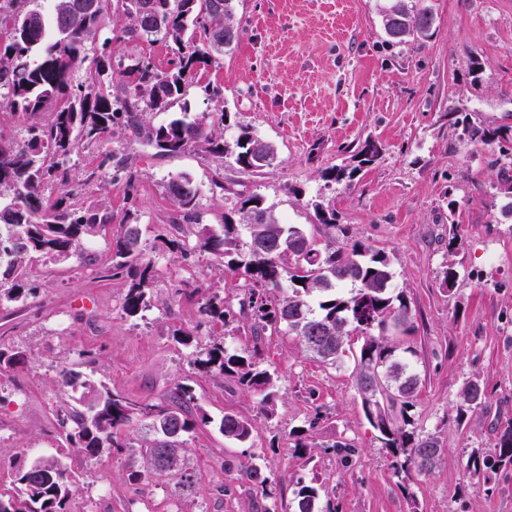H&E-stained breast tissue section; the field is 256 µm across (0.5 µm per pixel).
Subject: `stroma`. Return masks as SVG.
Segmentation results:
<instances>
[{
    "mask_svg": "<svg viewBox=\"0 0 512 512\" xmlns=\"http://www.w3.org/2000/svg\"><path fill=\"white\" fill-rule=\"evenodd\" d=\"M387 0H238L235 21L244 33L235 47L205 67L171 112L194 118L223 106L220 131L233 144L247 126L277 150L276 167L258 173L229 160L188 150L163 155L147 143L107 137L105 147L79 146L71 156L73 185L82 202L103 199L112 223L90 249L34 270L36 293L23 304L0 306V346L26 351L27 363L0 375V491L11 489L13 457L54 452L62 438L54 418L69 390L62 366L85 362L92 378L145 403L165 400L174 384L193 386L210 422L187 434L196 484L183 495L175 481L130 482L126 449L94 461L70 455L77 489L65 512H295L293 492L320 487L319 512H512V469L475 486L468 468L473 449L490 450L512 422V218L488 150L458 144L444 114L456 107L495 127L512 124V0H425L433 35L395 44L386 35ZM116 13L103 17L90 52L110 42L116 59L147 57L162 71L176 54L164 43L119 39ZM218 89L212 100L208 88ZM378 141L381 157L352 186H325L324 169L341 164L344 148ZM127 157L134 188L104 165L106 150ZM223 174L224 197L210 193ZM190 176L200 191L204 223L220 228L238 194H257L284 223L312 227L311 199H330L341 223L365 243L394 256L393 286L411 302L416 330L401 342L417 354L422 385L416 423L438 437L443 452L430 472L403 482L365 419L347 367L316 362L298 337L265 332L253 337L240 315L248 296L239 276L212 255L169 250L165 236L179 217L164 185ZM133 218L142 257L154 266L151 303L126 316V282L107 278L112 241ZM460 246L448 248L449 233ZM459 277L442 284L447 266ZM215 294L235 310L223 325L200 311ZM193 332L203 344L234 350L258 345L277 380L273 416L234 378L201 374L191 348L172 332ZM479 378L483 406L456 420L464 383ZM250 418L247 443L224 440V414ZM303 430L307 445L293 446ZM354 446L352 455L335 443ZM261 466L268 481L240 475Z\"/></svg>",
    "mask_w": 512,
    "mask_h": 512,
    "instance_id": "stroma-1",
    "label": "stroma"
}]
</instances>
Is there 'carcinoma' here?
<instances>
[{"mask_svg": "<svg viewBox=\"0 0 512 512\" xmlns=\"http://www.w3.org/2000/svg\"><path fill=\"white\" fill-rule=\"evenodd\" d=\"M50 13L41 0H0V111L26 121L23 143L0 132V305L22 303L35 291L31 285L36 262L60 261L64 254L84 256L86 242L112 223V208L104 201L87 205L71 201L66 161L81 143L93 144L103 135L122 130L142 139L163 154L199 149L218 157L231 156L244 171L259 172L277 164L273 146L244 129L229 148L215 125L224 124V109L194 119L173 118L155 125L150 115L166 112L216 55L237 44L242 31L234 20V0H156L152 15L141 11L142 0H121L122 38L161 41L177 53L176 66L164 72L143 57L114 63L108 43L89 57L110 0H98L91 15L83 14L88 0H51ZM385 32L396 43L425 38L432 15L421 0H391L382 8ZM89 64L84 81L74 75ZM122 80L113 83V75ZM448 125L463 146L498 147L493 164L512 168V125L490 127L455 107L446 112ZM382 154L379 142L367 139L345 165L324 170L328 183L352 182L363 168ZM60 196L52 198L51 189ZM165 192L183 213L186 225H174L178 237L170 249L185 256L188 238L195 247L213 254L232 271H241L239 287L249 293L251 333L266 330L300 337L313 358L340 367L346 354L353 359L352 375L364 415L377 439L392 457L395 472L423 473L441 454L437 438L415 426V407L421 379L413 356L396 336L415 329L407 297L392 288V254L362 240L347 224L338 223L336 210L322 200L311 203L315 224L325 238L321 244L297 224H283L264 199L240 195L239 220L224 215L221 231L202 223L199 191L192 179L168 180ZM140 232L126 219L122 236L112 248L109 277H128L123 311L134 317L149 306L152 267L140 262ZM201 312L209 318L234 317L224 300L213 295ZM378 334H373V331ZM363 343L350 348L349 337ZM26 354L0 348V371L25 363ZM193 365L205 375L229 376L259 397L265 415L274 413L276 381L260 364L258 346L229 351L221 343L193 351ZM62 384L80 396L55 409L63 430L62 447L87 458L125 448L122 426L135 417L148 421L152 437L137 449L141 463L129 469L128 480L174 475L177 485L191 490L195 471L185 464L183 436L208 414L196 403L194 389L177 383L160 404H145L112 390L74 366L61 372ZM486 400V389L468 381L456 405V418ZM251 419L226 413L219 425L224 438L243 444L252 436ZM470 464L482 484L503 467L512 466V424L499 434L488 452L473 450ZM15 488L0 492V512H63L73 496L75 477L63 457L37 458L15 468ZM319 487L305 484L296 490V512H316Z\"/></svg>", "mask_w": 512, "mask_h": 512, "instance_id": "1", "label": "carcinoma"}]
</instances>
